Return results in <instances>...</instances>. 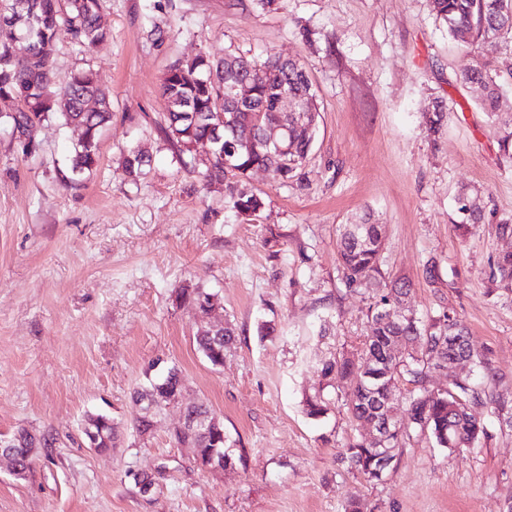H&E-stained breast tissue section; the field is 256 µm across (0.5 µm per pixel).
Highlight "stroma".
I'll use <instances>...</instances> for the list:
<instances>
[{
	"label": "stroma",
	"instance_id": "stroma-1",
	"mask_svg": "<svg viewBox=\"0 0 512 512\" xmlns=\"http://www.w3.org/2000/svg\"><path fill=\"white\" fill-rule=\"evenodd\" d=\"M106 41H61L57 84L93 71L111 93L92 172L70 170L79 132L44 123L34 154L12 139L0 101V440L36 433L31 470L0 461V512H507L512 507V299L493 294L490 264L512 250L494 224L461 232L460 191L486 211L512 215V159L462 81L470 52L448 35L431 0H103ZM232 51L262 61L299 60L320 113L305 171L308 185L261 170L242 182L261 196L257 220L229 206L222 184H205V149L178 162L158 132L161 83L177 60ZM443 103L447 121L431 140L422 113ZM141 148L151 162L137 182L121 157ZM383 225L381 268L412 282L418 313L454 308L486 365L462 363L434 376L478 372L499 405L477 408L487 435L449 452L417 433L380 482L340 459L368 426L343 406L313 419L306 396L324 386L323 362L361 349L368 293L338 273L340 225L364 217ZM439 261L440 287L424 264ZM178 288L219 293L214 322L231 320L235 344L223 367L198 352L196 312ZM272 320L276 335L260 338ZM327 335H320V324ZM182 370L184 399L205 403L243 465L221 474L197 466L175 443L178 407L149 435L134 427V397L155 358ZM109 416L107 452L89 447L87 415ZM152 474L141 493L136 479Z\"/></svg>",
	"mask_w": 512,
	"mask_h": 512
}]
</instances>
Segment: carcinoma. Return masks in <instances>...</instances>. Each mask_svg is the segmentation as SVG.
Instances as JSON below:
<instances>
[{
	"label": "carcinoma",
	"mask_w": 512,
	"mask_h": 512,
	"mask_svg": "<svg viewBox=\"0 0 512 512\" xmlns=\"http://www.w3.org/2000/svg\"><path fill=\"white\" fill-rule=\"evenodd\" d=\"M29 2L31 16L26 21L13 29L0 26V99L17 103L16 109L5 115L6 121L24 129L32 139L37 128L52 119L81 129V138L72 151L71 171L76 175L90 172L98 163L100 129L112 116L109 96L90 70L75 71L66 84L56 85L52 56L63 36L73 44L107 39L108 31L100 24L101 0H55L56 8L50 12L34 9L38 0ZM432 5L436 18L448 27V35L463 46L472 48L480 41L512 37V0H432ZM16 32L25 35L28 41V53L24 57L4 51ZM279 60L278 56H270L259 63L229 53L215 62L200 54L173 64L161 84V95L167 104L164 124L159 126L163 138L180 156L209 147L210 167L206 178L224 183L232 208L248 221L259 217L264 201L240 188L243 177L255 167H271L274 178L304 185L305 165L317 128L315 124L302 125L288 141V156L280 164H275L269 156L270 149L264 144L265 131L283 120V113L276 107L279 89L286 84L299 97L313 96L311 83L299 61L285 69ZM219 66L227 68L231 78L237 74L253 75L255 82L250 100L237 111L227 113L228 127L221 128V141L215 142L212 114L224 109V100L213 85L201 83L199 79ZM500 78L499 70L483 63L473 64L462 73L464 82L481 88V107L499 126L501 151L512 157V113L503 109ZM445 120L446 112L440 104L423 115L424 124L433 136L439 134ZM227 158L231 160V170L226 168ZM149 163L150 158L143 151L131 149L123 157V171L129 179L138 181L146 175ZM458 204V211L463 215L460 228L482 224L489 215L502 235L512 236V217L498 219L493 212L485 214L466 192L459 195ZM383 246V225L368 221L343 225L338 271L346 287L372 292L374 302L367 309L369 333L363 349L356 353L343 352L324 362L321 374L329 387L339 379L352 380L343 405L361 422L383 417L399 403L401 385H412L407 422L399 424L389 436L391 448H401L412 430L428 434L440 448L452 451L471 448L487 434L473 408L494 402L493 395L468 376L455 380L444 392L431 388L430 382L433 366L441 361L482 363L485 358L473 348L455 314L445 307L421 317L411 309L393 318L382 314L389 301H398L411 293L410 281L389 278L382 273ZM491 276L497 287L512 292V251L497 257ZM174 301L190 305L197 313L198 351L211 365L224 364V351L236 341V327L229 321L220 326L210 323L211 312L219 305L218 294L200 288H181L174 292ZM395 343L402 349L397 357L392 353ZM184 387L185 377L174 366L151 382L148 390L158 392L159 402L151 415L143 414L136 419L138 432L148 433L151 419L166 410ZM332 403V393L321 390L306 397L304 410L308 416L319 418L328 413ZM189 415L202 418L196 435L191 438L202 463H207L214 454L224 455L226 469L242 462V457L235 456L227 447L224 431L208 424L213 414L205 405H194ZM27 436V431H21L13 444L17 455L14 462L21 466L19 478L26 475L32 464L23 444ZM344 459L369 481H380L387 474L378 468L377 450L363 437L347 444Z\"/></svg>",
	"instance_id": "cac0c4a2"
}]
</instances>
